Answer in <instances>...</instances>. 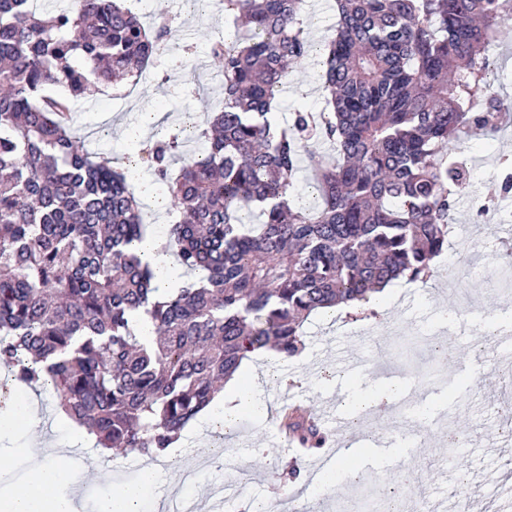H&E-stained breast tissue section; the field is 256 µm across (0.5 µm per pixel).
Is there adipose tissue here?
Returning a JSON list of instances; mask_svg holds the SVG:
<instances>
[{
	"label": "adipose tissue",
	"instance_id": "ef3b65f1",
	"mask_svg": "<svg viewBox=\"0 0 512 512\" xmlns=\"http://www.w3.org/2000/svg\"><path fill=\"white\" fill-rule=\"evenodd\" d=\"M257 405L252 391V362L247 359L240 375L227 380L220 407L225 422L230 423ZM32 446V475L26 484L0 497V512H77L75 493L80 483L68 464L67 449L48 447L38 435ZM158 479L156 468L144 466L140 483L120 486L111 496L99 500L97 512H139L147 490Z\"/></svg>",
	"mask_w": 512,
	"mask_h": 512
}]
</instances>
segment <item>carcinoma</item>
<instances>
[{
    "mask_svg": "<svg viewBox=\"0 0 512 512\" xmlns=\"http://www.w3.org/2000/svg\"><path fill=\"white\" fill-rule=\"evenodd\" d=\"M336 2L325 109L283 125L273 107L313 52L305 0H222L237 34L210 42L219 108L124 157L167 184L169 246L198 274L161 288L134 248L149 229L127 172L73 134L72 97L137 84L170 26L151 33L117 0H0V366L49 383L98 446L166 454L246 353L298 355L311 313L367 302L400 276L424 283L448 247L470 178L460 146L512 108L491 84L503 5ZM194 138L205 153H185ZM304 160L312 207L294 198ZM255 210L261 221L244 222ZM281 423L325 447L301 409Z\"/></svg>",
    "mask_w": 512,
    "mask_h": 512,
    "instance_id": "1",
    "label": "carcinoma"
}]
</instances>
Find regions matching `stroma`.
<instances>
[{
  "mask_svg": "<svg viewBox=\"0 0 512 512\" xmlns=\"http://www.w3.org/2000/svg\"><path fill=\"white\" fill-rule=\"evenodd\" d=\"M145 22L166 18L173 33L149 67L147 75L121 98L105 91L75 105V134L88 151L122 157L136 143L156 139L162 128H173L186 117L203 120L220 96L219 67L209 53L210 40L233 39L236 29L223 11L190 9L186 0H138ZM499 75L496 90L512 102V15L491 51ZM308 86L299 95L298 86ZM323 93L316 59L292 69L278 99L280 118L295 109H321ZM471 179L459 197L455 229L448 249L434 260L426 283L397 291L380 301L377 313L360 309L341 319L316 312L306 320L305 347L295 357L269 365L256 364L255 393L261 406L239 416L223 444L222 459L212 450L216 426L202 422L187 428L181 447L170 454L178 467H200L187 496L202 502L212 483L236 486L229 512H287L289 501L312 505L317 512H336L353 505L352 485L360 480L376 494L400 502L414 512L418 491L447 496L450 512L470 502L474 512H503L505 503L491 497L507 471L505 453L512 450V430L495 402L500 391L512 390V363L500 362L506 337H512V286L502 267L501 250L512 227V195L500 193V169L512 164V127L495 139L470 142ZM456 357H449V350ZM391 351L403 375L400 398L389 419L359 413L355 401L383 387L381 354ZM301 405L313 415L338 414L343 423L336 441L366 450L375 440L392 437L405 444L414 419L427 423L413 453L380 473L361 468L356 478H329L311 489H295L285 469L297 465L314 471L315 458L282 446L278 413L283 406ZM34 409L50 443L72 451L75 469L87 474L79 490L80 512H96L100 498L133 483L144 465L140 454L108 457L93 444L76 441L73 423L60 415L51 393L36 395ZM31 443L24 424L0 435V445L14 454L0 468V490L24 482L31 462L24 450ZM263 449L254 457V449ZM421 473L414 491L399 475Z\"/></svg>",
  "mask_w": 512,
  "mask_h": 512,
  "instance_id": "obj_1",
  "label": "stroma"
}]
</instances>
